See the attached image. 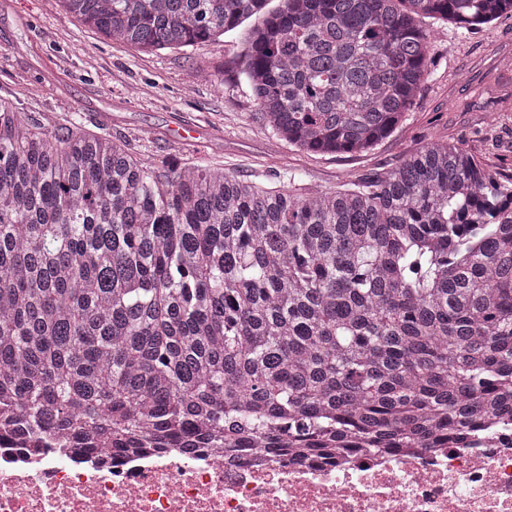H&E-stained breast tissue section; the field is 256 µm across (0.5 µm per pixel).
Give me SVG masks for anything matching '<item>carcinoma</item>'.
Listing matches in <instances>:
<instances>
[{"label":"carcinoma","instance_id":"1","mask_svg":"<svg viewBox=\"0 0 512 512\" xmlns=\"http://www.w3.org/2000/svg\"><path fill=\"white\" fill-rule=\"evenodd\" d=\"M152 53L244 20L257 115L314 154L387 137L424 18L512 0H55ZM512 413V175L431 142L357 188L263 189L0 101V430L283 458L430 448Z\"/></svg>","mask_w":512,"mask_h":512}]
</instances>
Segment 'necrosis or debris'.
I'll return each mask as SVG.
<instances>
[{"instance_id":"1","label":"necrosis or debris","mask_w":512,"mask_h":512,"mask_svg":"<svg viewBox=\"0 0 512 512\" xmlns=\"http://www.w3.org/2000/svg\"><path fill=\"white\" fill-rule=\"evenodd\" d=\"M0 512H512V426L469 447L294 463L255 448L149 455L0 438Z\"/></svg>"}]
</instances>
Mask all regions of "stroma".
<instances>
[{
	"instance_id": "35a3bbf8",
	"label": "stroma",
	"mask_w": 512,
	"mask_h": 512,
	"mask_svg": "<svg viewBox=\"0 0 512 512\" xmlns=\"http://www.w3.org/2000/svg\"><path fill=\"white\" fill-rule=\"evenodd\" d=\"M433 76L407 119L373 150L310 154L251 119L233 65L248 25L204 48L145 53L106 40L47 0H0V101L38 122L108 135L137 155L220 167L261 188H345L382 176L434 141L461 142L486 167L512 174V14L463 35L425 19ZM223 86H216V77Z\"/></svg>"
}]
</instances>
